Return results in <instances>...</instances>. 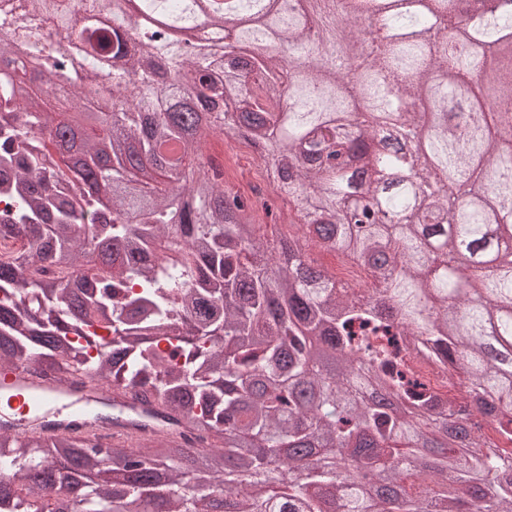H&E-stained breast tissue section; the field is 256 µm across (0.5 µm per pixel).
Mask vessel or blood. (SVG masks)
<instances>
[{"label": "vessel or blood", "instance_id": "b4317fda", "mask_svg": "<svg viewBox=\"0 0 512 512\" xmlns=\"http://www.w3.org/2000/svg\"><path fill=\"white\" fill-rule=\"evenodd\" d=\"M5 382L19 390L10 406L22 417L23 428H31L36 423L49 434L63 430L65 422L70 421L79 425L81 432L96 434L97 428L90 416L102 397L100 389H87L66 401L62 398L61 388L51 384L50 380L38 378L33 370L22 364L12 369Z\"/></svg>", "mask_w": 512, "mask_h": 512}]
</instances>
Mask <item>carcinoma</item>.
<instances>
[{
  "instance_id": "cac0c4a2",
  "label": "carcinoma",
  "mask_w": 512,
  "mask_h": 512,
  "mask_svg": "<svg viewBox=\"0 0 512 512\" xmlns=\"http://www.w3.org/2000/svg\"><path fill=\"white\" fill-rule=\"evenodd\" d=\"M461 0L430 13L389 0L399 35L345 65L336 40L355 27L354 0H140L151 16L101 29L115 0H90L75 23L68 0H0V28L31 27L61 51L36 74L18 72L16 42L0 38V368L33 362L59 382L90 368L133 400L101 402L92 419L136 429L101 446L73 429L26 435L0 423V512H512V451L487 448L476 416L512 443V53L501 48L512 11L450 40ZM209 10L219 37L175 46ZM251 22L224 68L227 11ZM436 28L431 54L408 38ZM133 59L115 74L112 111L70 146L73 125L28 93L41 82L84 115L99 75L94 53ZM291 105L282 103V87ZM232 101L233 111H214ZM435 114L434 174L407 181L419 158L374 150L375 125L397 115L421 132L403 101ZM261 148L280 191L257 201L224 185V161L204 154L213 135ZM288 197L292 232L271 239L254 223ZM339 253L378 281L373 295L336 288L301 246ZM465 306L463 316L448 300ZM413 336L427 356L475 384L440 403L407 376L379 336ZM110 412H104L106 408Z\"/></svg>"
}]
</instances>
